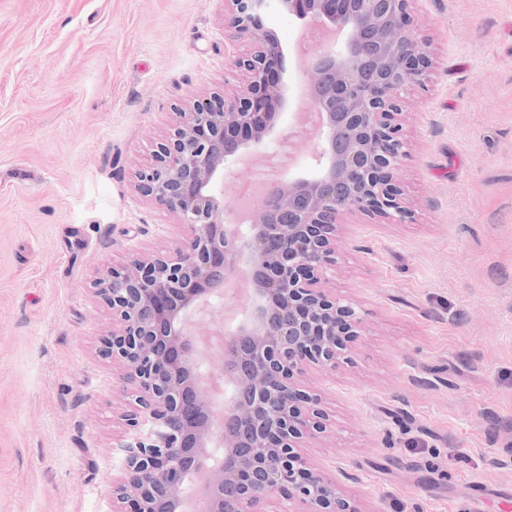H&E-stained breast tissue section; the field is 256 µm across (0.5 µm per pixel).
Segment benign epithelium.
I'll list each match as a JSON object with an SVG mask.
<instances>
[{"label": "benign epithelium", "instance_id": "7a95c632", "mask_svg": "<svg viewBox=\"0 0 512 512\" xmlns=\"http://www.w3.org/2000/svg\"><path fill=\"white\" fill-rule=\"evenodd\" d=\"M413 0H224V37L245 39L224 80L231 89L176 113L153 145L135 189L179 220L175 248L148 251L109 268L95 283L112 309L100 354L123 369L132 398L118 444L113 512H182L196 468L210 478L201 512H262L272 496L288 512H358L338 480L302 449L327 433L306 367L324 371L350 358L360 335L357 305L333 293L336 237L347 213L408 224L414 210L398 174L407 157L400 116L405 95L432 68ZM271 8L345 35L312 54L309 103L318 116L315 171L267 183L247 223L230 224L226 176L244 156L273 159V135L290 99L281 77L283 46L263 25ZM248 265L245 318L224 327L220 358L201 363L185 322L206 302L221 318L224 287ZM224 381V427L211 421Z\"/></svg>", "mask_w": 512, "mask_h": 512}]
</instances>
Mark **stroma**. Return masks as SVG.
Wrapping results in <instances>:
<instances>
[{"mask_svg":"<svg viewBox=\"0 0 512 512\" xmlns=\"http://www.w3.org/2000/svg\"><path fill=\"white\" fill-rule=\"evenodd\" d=\"M434 67L407 95L415 220L346 216L332 283L359 304L349 362L311 372L358 512H512V0H417ZM309 111L303 20L264 15ZM224 0H0V512H112L128 429L97 351L99 274L173 246L134 174L173 115L224 91Z\"/></svg>","mask_w":512,"mask_h":512,"instance_id":"35a3bbf8","label":"stroma"}]
</instances>
